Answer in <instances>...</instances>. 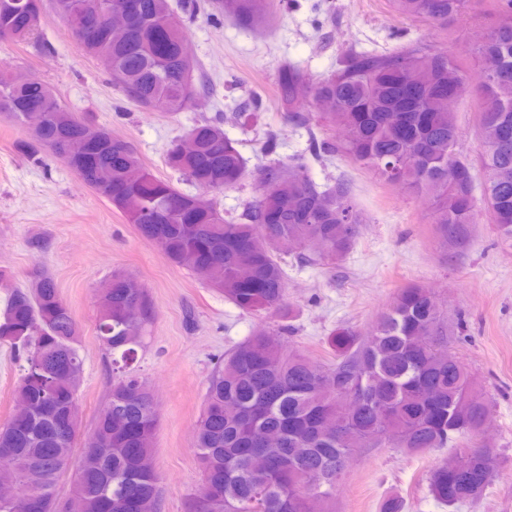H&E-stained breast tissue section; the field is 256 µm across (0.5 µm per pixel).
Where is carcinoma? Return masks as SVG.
I'll use <instances>...</instances> for the list:
<instances>
[{"instance_id": "cac0c4a2", "label": "carcinoma", "mask_w": 512, "mask_h": 512, "mask_svg": "<svg viewBox=\"0 0 512 512\" xmlns=\"http://www.w3.org/2000/svg\"><path fill=\"white\" fill-rule=\"evenodd\" d=\"M100 0H53L83 53L112 59V82L144 109L155 104L168 115L192 106L201 86L195 63L183 53L186 30L168 24L170 0H143L145 17L135 41L117 31L102 37ZM475 0H392L397 13L446 27ZM214 15L250 26L268 24L271 0H212ZM497 21L475 53L471 75L453 53L421 41L383 52L354 51L336 71L313 79L293 64L283 66L278 101L295 112L298 89L325 127H341L346 139H311L308 153L270 162L256 174L272 187L266 198L224 216L213 195L234 188L247 161L224 124L248 119V106L195 124L170 142L167 165L196 189L184 192L157 178L139 155L107 129L78 117L47 85L20 71L0 70V113L22 127L21 152H43L80 168L78 176L123 214L173 264L193 270L195 246L207 242L217 257L207 284L241 310L283 315L286 273L277 255L288 244L310 263L336 261L352 249L363 218L346 183L319 186L310 163L341 153L399 180L435 206L443 241L467 224L489 217L499 235L512 241V141L495 139L498 124L512 126V0H495ZM42 0H0V46L26 42L47 55L38 39ZM423 89L421 127L402 132L390 121L388 74ZM473 80L479 152L473 161L457 150L456 111L437 90L450 81ZM42 112H28L30 105ZM80 142L91 155L112 153V163L81 166L69 156ZM0 308V344L25 362L15 396L31 414L0 427V486H13L46 500V512H123L129 497L144 512H157L160 478L152 439L157 408L147 383L129 371L152 319L146 290L131 276L115 273L95 292L97 332L121 372L109 387L93 429L79 437V424L62 431L70 406L78 405L74 370L83 367L77 325L54 280L42 274L27 288L8 284ZM141 311L134 318L132 309ZM463 324H448L430 291L402 288L376 318L367 336L348 327L327 342L336 362L321 364L284 346L289 326L258 330L226 354L210 377L197 426L194 452L202 480L190 498L192 512H333L337 484L362 448H402L409 453L452 449L450 460L430 471V494L456 508L479 500L493 480L497 453L483 451L479 428L491 404L476 388L465 363L452 352ZM488 472V482L458 483L448 494V471ZM79 479L60 495L67 474Z\"/></svg>"}]
</instances>
